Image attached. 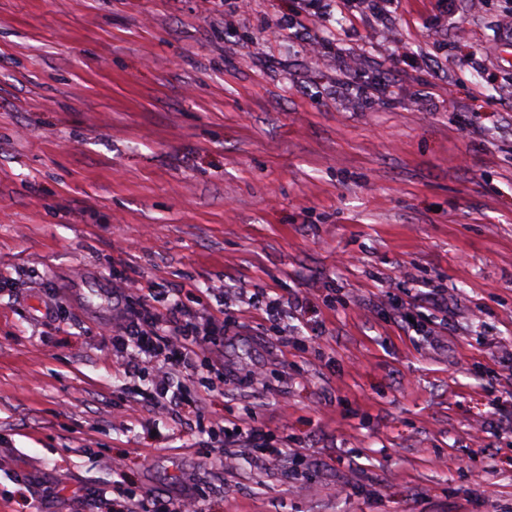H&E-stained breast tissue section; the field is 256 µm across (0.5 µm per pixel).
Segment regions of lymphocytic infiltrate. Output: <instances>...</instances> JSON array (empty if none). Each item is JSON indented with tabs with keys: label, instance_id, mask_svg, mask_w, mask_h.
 I'll list each match as a JSON object with an SVG mask.
<instances>
[{
	"label": "lymphocytic infiltrate",
	"instance_id": "1",
	"mask_svg": "<svg viewBox=\"0 0 512 512\" xmlns=\"http://www.w3.org/2000/svg\"><path fill=\"white\" fill-rule=\"evenodd\" d=\"M141 310L124 313L113 326L112 348L129 358L130 373L152 372L153 406L164 410L191 404L184 389H172L173 369H192L191 356L211 336L224 330V322L212 315H195L178 300L154 289L140 292Z\"/></svg>",
	"mask_w": 512,
	"mask_h": 512
}]
</instances>
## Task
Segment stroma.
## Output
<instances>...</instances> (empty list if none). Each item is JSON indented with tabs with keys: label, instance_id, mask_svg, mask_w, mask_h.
I'll use <instances>...</instances> for the list:
<instances>
[{
	"label": "stroma",
	"instance_id": "1",
	"mask_svg": "<svg viewBox=\"0 0 512 512\" xmlns=\"http://www.w3.org/2000/svg\"><path fill=\"white\" fill-rule=\"evenodd\" d=\"M511 30L512 0H0V512H512ZM130 280L223 310L222 375L176 378L263 460L125 373ZM248 418L249 420L251 419L250 416H248ZM219 430L221 433H224V435L226 431L228 439L232 438L233 442L239 441L240 437L244 438L250 452L255 455V458L266 455L267 447H265V444L269 434L268 431L264 430L263 426L251 424V420L239 419L238 422H229L227 426L222 424ZM235 437L237 439H234ZM204 498L201 495H186L180 498H161L153 512H205Z\"/></svg>",
	"mask_w": 512,
	"mask_h": 512
}]
</instances>
